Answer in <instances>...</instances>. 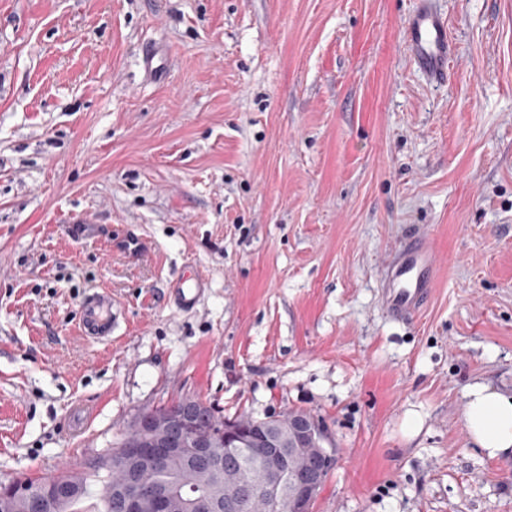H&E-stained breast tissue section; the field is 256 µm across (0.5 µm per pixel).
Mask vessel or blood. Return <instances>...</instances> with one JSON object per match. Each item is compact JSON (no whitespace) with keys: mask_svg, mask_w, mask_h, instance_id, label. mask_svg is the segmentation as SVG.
Here are the masks:
<instances>
[{"mask_svg":"<svg viewBox=\"0 0 512 512\" xmlns=\"http://www.w3.org/2000/svg\"><path fill=\"white\" fill-rule=\"evenodd\" d=\"M405 41L412 64L430 82L447 80L454 56L448 16L431 0H417L406 27ZM437 256L426 238L406 245L387 267L381 303L396 321L415 320L427 305L436 282ZM203 282L198 274L183 276L175 300L184 309L194 308L201 299ZM116 324L112 298L105 292L88 294L79 307L78 330L88 339L111 338Z\"/></svg>","mask_w":512,"mask_h":512,"instance_id":"obj_1","label":"vessel or blood"}]
</instances>
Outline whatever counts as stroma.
I'll return each mask as SVG.
<instances>
[{
	"label": "stroma",
	"mask_w": 512,
	"mask_h": 512,
	"mask_svg": "<svg viewBox=\"0 0 512 512\" xmlns=\"http://www.w3.org/2000/svg\"><path fill=\"white\" fill-rule=\"evenodd\" d=\"M437 3L443 85L414 0H0V483L92 471L190 396L322 420L313 512H512V457L464 426L468 386L512 394V0ZM420 236L436 287L400 325L381 288ZM101 289L108 344L76 328ZM432 0H417L406 27L405 41L412 64L432 83L448 79L454 56V42L449 34L448 15L438 10ZM201 277L194 273L183 276L175 289V301L184 309L194 308L201 299L203 293Z\"/></svg>",
	"instance_id": "35a3bbf8"
}]
</instances>
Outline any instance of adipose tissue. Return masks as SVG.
<instances>
[{"label":"adipose tissue","instance_id":"obj_1","mask_svg":"<svg viewBox=\"0 0 512 512\" xmlns=\"http://www.w3.org/2000/svg\"><path fill=\"white\" fill-rule=\"evenodd\" d=\"M465 428L488 457L512 454V395L488 385H471L466 394Z\"/></svg>","mask_w":512,"mask_h":512}]
</instances>
